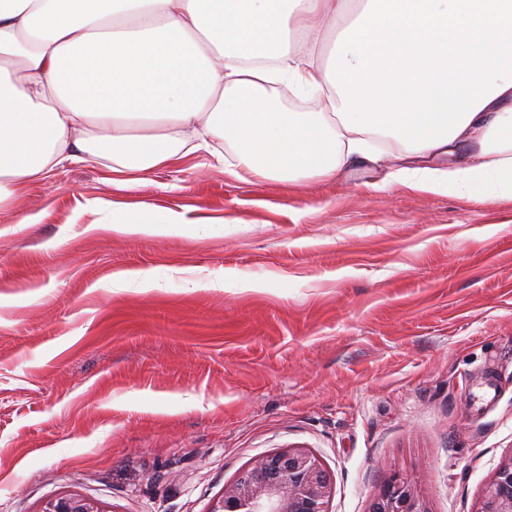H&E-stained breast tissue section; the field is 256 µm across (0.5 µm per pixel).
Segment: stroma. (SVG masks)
<instances>
[{"label": "stroma", "mask_w": 512, "mask_h": 512, "mask_svg": "<svg viewBox=\"0 0 512 512\" xmlns=\"http://www.w3.org/2000/svg\"><path fill=\"white\" fill-rule=\"evenodd\" d=\"M386 172L246 182L200 152L129 188L67 162L0 209V512H209L288 446L331 512L396 473L478 512L512 454V201L373 191ZM186 219L180 214H170L162 221L147 220L137 214H112L113 229L128 233L166 234L174 231L177 224H185ZM40 512H107L94 499L79 493H66L47 500Z\"/></svg>", "instance_id": "obj_1"}]
</instances>
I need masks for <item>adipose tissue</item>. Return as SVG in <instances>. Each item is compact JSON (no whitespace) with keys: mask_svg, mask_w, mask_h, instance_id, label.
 I'll list each match as a JSON object with an SVG mask.
<instances>
[{"mask_svg":"<svg viewBox=\"0 0 512 512\" xmlns=\"http://www.w3.org/2000/svg\"><path fill=\"white\" fill-rule=\"evenodd\" d=\"M374 136L388 181L512 200V0H0V208L95 150L133 174L222 141L232 177L290 182ZM272 91L276 94L271 95L270 99L281 110L275 109L278 112H317L320 111V106L316 99H300L288 91V88L283 85L273 86ZM289 94V95H288ZM296 98V99H295ZM299 99V100H297ZM303 101V102H301Z\"/></svg>","mask_w":512,"mask_h":512,"instance_id":"obj_1","label":"adipose tissue"}]
</instances>
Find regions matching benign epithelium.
Masks as SVG:
<instances>
[{
    "instance_id": "obj_1",
    "label": "benign epithelium",
    "mask_w": 512,
    "mask_h": 512,
    "mask_svg": "<svg viewBox=\"0 0 512 512\" xmlns=\"http://www.w3.org/2000/svg\"><path fill=\"white\" fill-rule=\"evenodd\" d=\"M335 484L310 450L280 448L255 460L223 494L210 512H330ZM41 512H106L104 506L79 493L47 500ZM368 512H428L417 487L393 475L376 493ZM479 512H512V455L503 458L484 487Z\"/></svg>"
}]
</instances>
